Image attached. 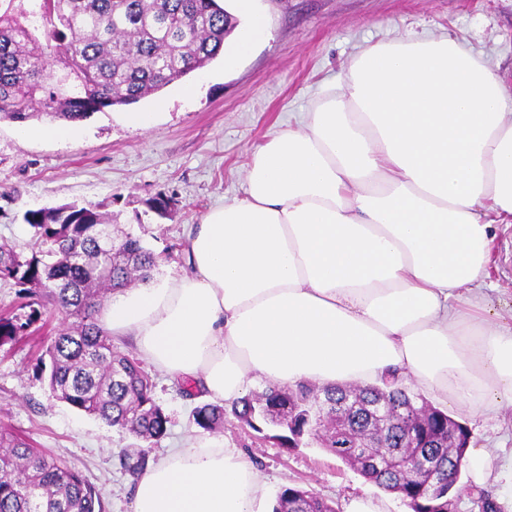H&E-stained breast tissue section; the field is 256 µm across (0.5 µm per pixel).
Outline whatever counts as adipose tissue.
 <instances>
[{"instance_id": "adipose-tissue-1", "label": "adipose tissue", "mask_w": 512, "mask_h": 512, "mask_svg": "<svg viewBox=\"0 0 512 512\" xmlns=\"http://www.w3.org/2000/svg\"><path fill=\"white\" fill-rule=\"evenodd\" d=\"M224 64L270 36L256 0ZM512 224V96L449 36L400 37L355 55L301 129L253 156L243 199L187 232L188 273L117 293L99 326L142 358L229 402L278 385L380 384L493 416L512 407V317L485 291L500 225ZM476 483L512 487V459L475 449ZM133 512H266L237 449H168Z\"/></svg>"}]
</instances>
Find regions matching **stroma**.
Masks as SVG:
<instances>
[{"label":"stroma","mask_w":512,"mask_h":512,"mask_svg":"<svg viewBox=\"0 0 512 512\" xmlns=\"http://www.w3.org/2000/svg\"><path fill=\"white\" fill-rule=\"evenodd\" d=\"M271 30L268 40L236 66L216 58L182 81L132 104L153 115L140 128L115 106L75 123V138L62 142L38 135L42 122L0 120V245L30 254L33 233L26 211L78 203L112 219V235L142 239L157 255L151 280L160 283L188 269L185 237L212 208L243 198L254 152L278 132L299 128L321 86L344 74L360 50L405 35H452L494 64L512 93V0H258ZM171 197L175 210L162 219L146 203ZM491 288L495 307L512 310V226L493 245ZM66 321L45 306L30 336L0 344V428L83 472L106 512H131L137 483L127 470L139 441L59 400L48 383V355L41 339ZM154 399L167 413L168 434L149 448V460L193 443L238 449L262 474L268 502L296 485L333 500L346 512L357 497L384 501L387 512H409L356 470L306 441L281 448L274 428L255 432L228 420L213 432L195 426L192 409L205 394L189 398L179 379L149 368ZM466 424L475 448L512 455V409L485 418L448 406Z\"/></svg>","instance_id":"stroma-1"}]
</instances>
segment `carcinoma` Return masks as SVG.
Here are the masks:
<instances>
[{"instance_id": "carcinoma-1", "label": "carcinoma", "mask_w": 512, "mask_h": 512, "mask_svg": "<svg viewBox=\"0 0 512 512\" xmlns=\"http://www.w3.org/2000/svg\"><path fill=\"white\" fill-rule=\"evenodd\" d=\"M234 23L217 0H8L0 10V119L41 116L82 121L129 105L203 68L224 52ZM35 248L21 256L0 246V278L22 294L45 299L73 319L48 338L49 385L58 398L151 448L167 433L168 417L139 360L112 343L96 321L108 293L150 278L157 256L141 239L112 237L94 208L65 204L29 210ZM41 316L0 317V343L15 341ZM410 393L396 380L384 386H268L228 405L204 404L193 422L211 431L231 416L261 432L279 426L283 448L314 431L321 445L387 492L399 491L415 512H453L454 489L467 466L468 428L429 405L400 421ZM390 464L375 471L363 454ZM429 455L448 469L431 493L428 476L400 465ZM0 512H105L81 472L46 458L19 435L0 431ZM273 512H337L312 490L285 486Z\"/></svg>"}]
</instances>
